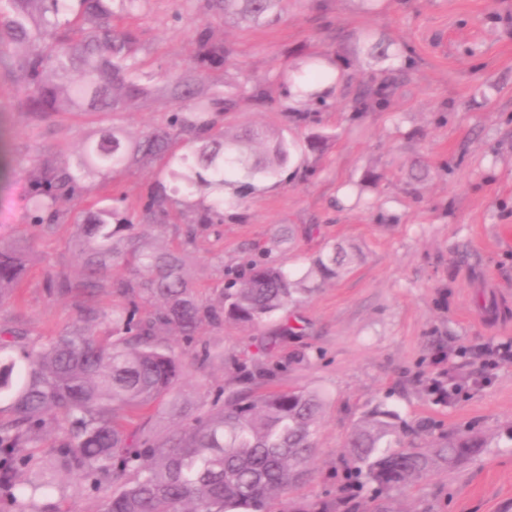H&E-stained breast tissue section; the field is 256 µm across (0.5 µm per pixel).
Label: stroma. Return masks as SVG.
I'll return each mask as SVG.
<instances>
[{
  "label": "stroma",
  "instance_id": "35a3bbf8",
  "mask_svg": "<svg viewBox=\"0 0 512 512\" xmlns=\"http://www.w3.org/2000/svg\"><path fill=\"white\" fill-rule=\"evenodd\" d=\"M136 36V57L153 92L117 114L39 117L19 103L0 63V241L30 224L25 197L45 160H73L81 143L116 127L129 138L165 128L174 103L168 76L192 73L198 25L230 54L195 74L200 85L239 96L221 125H274L295 144L286 180H259L224 221L199 231L188 250L192 281L206 297L224 270L243 265L284 227L295 230L271 257L307 269L331 246L359 251L341 278L321 284L296 308L300 335L276 339L277 321L256 327H204L200 342L223 360L199 361L184 348L187 375L148 421L161 437L176 428L172 405L210 402L234 387L237 365L275 369L280 387L319 392L314 474L298 501L335 498L344 444L376 405L437 431L470 432L484 453L454 473L433 471L389 496L391 512H512V361L491 368L483 351L512 343V0H287L273 25L228 23L211 0H139L119 18ZM406 50L407 64L357 52L365 33ZM309 55L336 60L343 76L332 95L310 103L317 119L286 121L288 80ZM263 82L261 104L243 99ZM388 82L386 102L361 116L359 89ZM326 140L312 151V136ZM83 201L61 198L63 219L37 238L17 301L0 305V328L48 340L79 320L82 300L49 295L47 280L75 270L73 220L88 202L126 197L139 206L153 190L170 195L164 244L176 243L185 197L163 161L85 178ZM468 393L447 401L449 382ZM54 512H99L100 497L76 479L60 481Z\"/></svg>",
  "mask_w": 512,
  "mask_h": 512
}]
</instances>
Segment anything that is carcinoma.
<instances>
[{
  "label": "carcinoma",
  "mask_w": 512,
  "mask_h": 512,
  "mask_svg": "<svg viewBox=\"0 0 512 512\" xmlns=\"http://www.w3.org/2000/svg\"><path fill=\"white\" fill-rule=\"evenodd\" d=\"M138 0H0V49L27 47L10 73L21 103L39 116L59 112H122L152 89L136 75V37L112 25ZM224 19L271 23L281 18L283 0H216ZM228 50L197 38L194 67L224 62ZM308 90L330 78L318 60L296 68ZM164 92L173 100L167 129L146 130L127 139L110 129L81 144L72 166L45 161L28 197L34 223L18 240L0 244V304L13 300L22 282L29 248L54 229L63 196L79 193L89 174L109 177L117 169L170 157L168 175L187 197L204 192L210 203L198 218L177 229L192 243L200 226L224 208L238 205L250 181L276 178L292 161L290 142L272 126L249 127L230 135L217 116L232 111L234 98L210 92L185 76H172ZM384 88L367 86L354 112L382 106ZM187 137L186 151L170 154L172 142ZM168 197L151 193L134 218L109 206L88 212L74 225L79 278L66 273L50 281L55 295L82 297L85 316L45 342H23L24 333L0 330V512H46L57 489L56 476L76 477L91 494L107 492L100 512H267L270 500L284 497L313 474L314 437L324 400L302 387L254 386L274 377L271 370L243 371L239 387L220 388L208 409L178 410L181 426L159 439L147 427L149 411L185 377L182 353L165 340L171 329L190 345L206 324L225 321L254 327L281 317L280 335L292 332L288 310L312 291L310 284L339 278L347 252L317 255L297 274L263 258L252 261L216 298H202L191 282L189 254L162 248ZM114 270L122 276H109ZM120 294L128 306L96 307L102 294ZM154 302L140 314V301ZM112 324V337L96 336L92 324ZM426 422L409 424L375 408L353 427L347 441L345 484L331 502L288 500L283 512H355V495L367 492L365 512H389V493L431 471L454 472L485 450L470 433L441 434L431 445ZM52 441L50 474L35 469L29 448Z\"/></svg>",
  "instance_id": "1"
}]
</instances>
